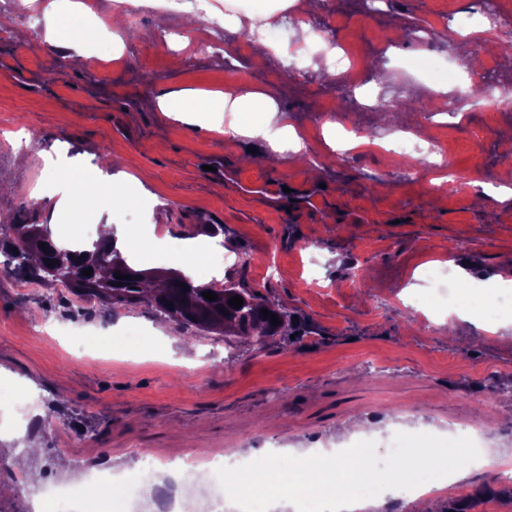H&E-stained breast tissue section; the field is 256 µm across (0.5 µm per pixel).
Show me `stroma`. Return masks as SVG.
<instances>
[{"instance_id":"obj_1","label":"stroma","mask_w":512,"mask_h":512,"mask_svg":"<svg viewBox=\"0 0 512 512\" xmlns=\"http://www.w3.org/2000/svg\"><path fill=\"white\" fill-rule=\"evenodd\" d=\"M35 17L0 14V129L17 127L25 150L0 151V217L48 225L60 237L57 204L71 175L111 174L113 160L143 183L121 203L97 197L80 224L119 225L126 240L148 235L218 244L210 262L240 258L230 281L279 303L294 316V337L257 350L223 337L186 332L144 304L107 308L57 284L31 278L0 254V430L22 424L27 447L0 438V512H72L79 486L54 495L67 472L100 462L137 491L140 512H155L144 456L178 448L230 450L260 457L269 448H341L351 422L364 437L389 430L424 432L455 446L452 420L488 428L487 456L512 461V338L461 303L437 295L429 268L466 267L487 283L493 306L512 314V112H483L469 90L480 70L457 48L397 39L400 22L448 26V0H396L370 13L365 0H319L315 23L335 16L338 33L356 30V51L385 79L358 89L361 111L336 115L366 153L336 158L288 154L266 160L261 138L225 136L147 108L166 91L273 96L278 120L293 128L319 123V98L336 92L320 66L301 58L288 78L285 50L257 58L223 29L218 53L174 64L159 41H142L162 15L160 0H141L138 31L122 28L123 62L109 36L85 37L63 23L65 0H35ZM85 52L72 65L42 34L47 27ZM241 70L225 83L224 68ZM458 96L468 119L419 112L401 126L374 104ZM446 139L447 182L413 174L407 158L383 145L394 134ZM223 225L212 233V225ZM52 414L44 425L43 414ZM39 483L15 484L18 460ZM456 493L408 498L400 512H512V485L491 468L464 470Z\"/></svg>"}]
</instances>
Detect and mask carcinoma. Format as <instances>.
<instances>
[{
    "label": "carcinoma",
    "instance_id": "1",
    "mask_svg": "<svg viewBox=\"0 0 512 512\" xmlns=\"http://www.w3.org/2000/svg\"><path fill=\"white\" fill-rule=\"evenodd\" d=\"M12 238L6 253L17 259V268L40 279L58 282L53 275L57 266L70 269L73 279L63 283L68 291L79 297H93L104 306L138 305L145 301L156 312L180 326L224 337H245L249 345L262 349L270 340L288 333L292 318L282 305L257 296L238 284L225 280L219 288L213 283L196 285L189 278L176 273L159 274L155 271L134 268L114 246V241L100 239L89 249L69 251L60 248L51 237L45 224H10ZM52 264H46V261ZM58 264H53V261ZM92 275L84 276L86 268ZM131 275L115 287V273ZM216 295V300L204 298L206 291ZM233 296H240L243 305L236 309L228 304ZM266 309L270 315L261 314ZM276 315L279 325L270 324Z\"/></svg>",
    "mask_w": 512,
    "mask_h": 512
}]
</instances>
